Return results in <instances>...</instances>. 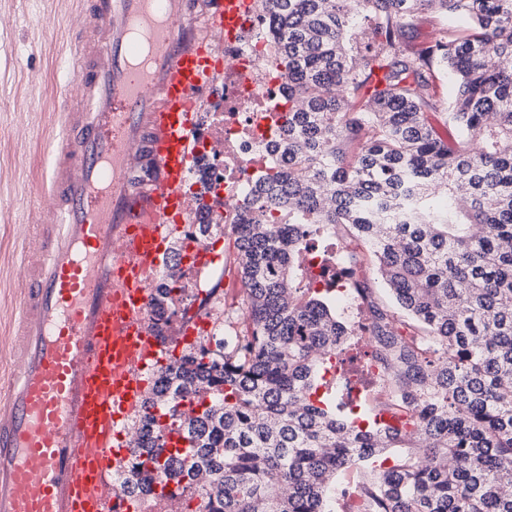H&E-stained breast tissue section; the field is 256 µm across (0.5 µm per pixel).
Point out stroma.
Returning <instances> with one entry per match:
<instances>
[{
  "label": "stroma",
  "mask_w": 512,
  "mask_h": 512,
  "mask_svg": "<svg viewBox=\"0 0 512 512\" xmlns=\"http://www.w3.org/2000/svg\"><path fill=\"white\" fill-rule=\"evenodd\" d=\"M0 333L7 326L18 248L16 226L39 204L43 157L73 77L76 0H0Z\"/></svg>",
  "instance_id": "obj_1"
}]
</instances>
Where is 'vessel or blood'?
<instances>
[{"instance_id": "vessel-or-blood-1", "label": "vessel or blood", "mask_w": 512, "mask_h": 512, "mask_svg": "<svg viewBox=\"0 0 512 512\" xmlns=\"http://www.w3.org/2000/svg\"><path fill=\"white\" fill-rule=\"evenodd\" d=\"M262 0H80L78 92L50 142L0 344V512H128L129 416L166 345L155 287L187 190L224 36Z\"/></svg>"}]
</instances>
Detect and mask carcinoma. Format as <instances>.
Wrapping results in <instances>:
<instances>
[{"mask_svg":"<svg viewBox=\"0 0 512 512\" xmlns=\"http://www.w3.org/2000/svg\"><path fill=\"white\" fill-rule=\"evenodd\" d=\"M432 13L470 26L421 40ZM262 20L285 87L232 225L248 332L157 370L121 486L207 512H334L354 468L363 512H512V0H269ZM445 71L464 146L429 118ZM332 228L392 294L348 284L399 428L363 430L367 412L323 390L354 331L303 285L302 255ZM176 292L156 288L162 340ZM173 434L187 451L166 456Z\"/></svg>","mask_w":512,"mask_h":512,"instance_id":"1","label":"carcinoma"}]
</instances>
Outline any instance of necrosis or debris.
Returning a JSON list of instances; mask_svg holds the SVG:
<instances>
[{
	"mask_svg": "<svg viewBox=\"0 0 512 512\" xmlns=\"http://www.w3.org/2000/svg\"><path fill=\"white\" fill-rule=\"evenodd\" d=\"M274 52L273 43L262 36L255 21L235 41L224 45V108L213 113L200 137L203 146L216 148L211 181L224 197L209 221L224 237L230 236L232 224L238 223V204L271 156L268 115L283 87L282 78L271 67ZM185 240L179 285L187 300L193 301L211 285L197 266L199 251L208 249L210 243L193 224L187 225Z\"/></svg>",
	"mask_w": 512,
	"mask_h": 512,
	"instance_id": "1",
	"label": "necrosis or debris"
}]
</instances>
